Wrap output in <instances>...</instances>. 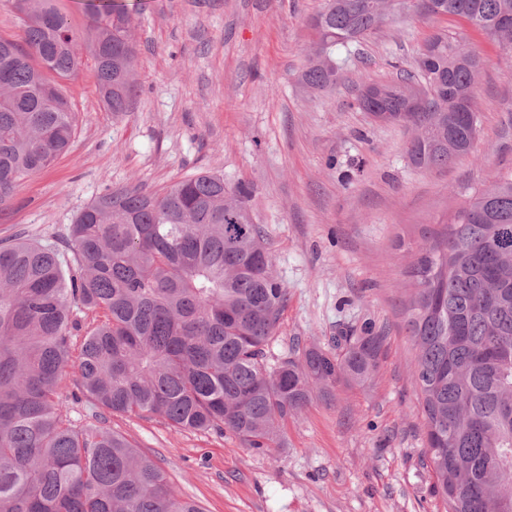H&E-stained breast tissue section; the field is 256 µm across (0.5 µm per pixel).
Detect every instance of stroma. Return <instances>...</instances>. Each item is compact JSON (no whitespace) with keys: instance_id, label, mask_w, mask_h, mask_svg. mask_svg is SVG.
Returning <instances> with one entry per match:
<instances>
[{"instance_id":"obj_1","label":"stroma","mask_w":512,"mask_h":512,"mask_svg":"<svg viewBox=\"0 0 512 512\" xmlns=\"http://www.w3.org/2000/svg\"><path fill=\"white\" fill-rule=\"evenodd\" d=\"M123 2L137 96L129 111H109L92 67H82L67 84L72 145L0 209V241L62 242L73 216L109 187L154 193L200 171L220 173L226 184L254 186V221L288 290L268 361L305 345L331 348L366 321L385 342L367 383L314 393L288 418L281 448L178 431L159 417L115 415L112 430L203 512H446L426 453L405 288L419 248L469 192L512 171V57L470 32L485 58L478 138L469 155L421 171L404 155L411 130L372 122L355 89L415 69L437 21L398 15L337 47L346 78L319 92L300 75L322 0Z\"/></svg>"}]
</instances>
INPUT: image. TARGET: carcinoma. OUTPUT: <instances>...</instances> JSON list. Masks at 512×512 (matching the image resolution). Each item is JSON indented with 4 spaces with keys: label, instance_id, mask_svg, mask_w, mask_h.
<instances>
[{
    "label": "carcinoma",
    "instance_id": "carcinoma-1",
    "mask_svg": "<svg viewBox=\"0 0 512 512\" xmlns=\"http://www.w3.org/2000/svg\"><path fill=\"white\" fill-rule=\"evenodd\" d=\"M22 42L0 37V207L26 178L67 152L76 117L80 35L53 0H11ZM414 7L463 20L512 56V0H324L301 73L338 83L334 57ZM86 56L112 112L137 94L132 27L117 0H87ZM484 58L460 29L432 36L417 71L381 83L382 103L357 97L386 124L424 134L408 162L433 170L471 152ZM422 90L430 108L400 112ZM253 188L200 172L158 193L108 188L69 226L66 250L16 237L0 243V512H202L165 472L107 425L114 414L158 416L177 431L232 432L246 448H280L282 426L315 390L372 377L384 336L365 324L274 364L287 288L271 271L249 205ZM406 326L435 488L448 512H512V173L476 188L409 270ZM103 318L74 344L76 308ZM100 425L71 417L66 368Z\"/></svg>",
    "mask_w": 512,
    "mask_h": 512
}]
</instances>
